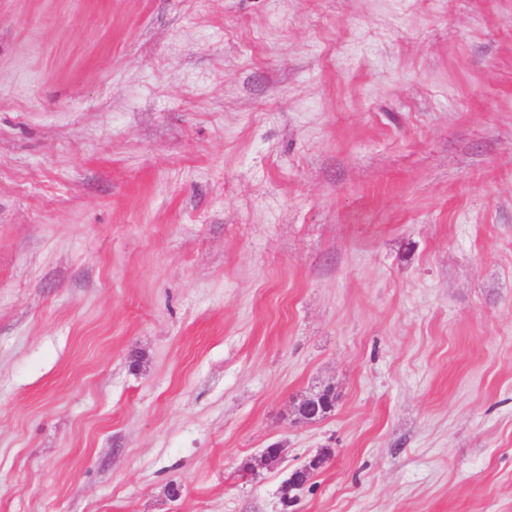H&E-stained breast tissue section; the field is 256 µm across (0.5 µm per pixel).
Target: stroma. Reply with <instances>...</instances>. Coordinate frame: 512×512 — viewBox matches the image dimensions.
Listing matches in <instances>:
<instances>
[{
	"mask_svg": "<svg viewBox=\"0 0 512 512\" xmlns=\"http://www.w3.org/2000/svg\"><path fill=\"white\" fill-rule=\"evenodd\" d=\"M0 512H512V0H0Z\"/></svg>",
	"mask_w": 512,
	"mask_h": 512,
	"instance_id": "35a3bbf8",
	"label": "stroma"
}]
</instances>
